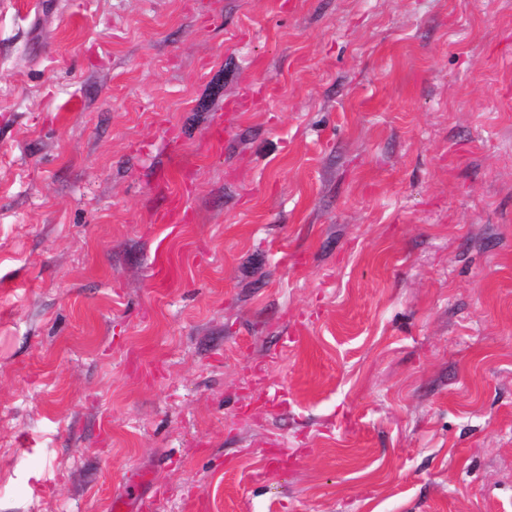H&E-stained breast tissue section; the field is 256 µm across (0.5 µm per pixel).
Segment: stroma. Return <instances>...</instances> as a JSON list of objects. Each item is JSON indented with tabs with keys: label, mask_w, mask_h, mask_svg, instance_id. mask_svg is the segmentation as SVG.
Segmentation results:
<instances>
[{
	"label": "stroma",
	"mask_w": 512,
	"mask_h": 512,
	"mask_svg": "<svg viewBox=\"0 0 512 512\" xmlns=\"http://www.w3.org/2000/svg\"><path fill=\"white\" fill-rule=\"evenodd\" d=\"M117 496L512 512V0H0V512Z\"/></svg>",
	"instance_id": "obj_1"
}]
</instances>
